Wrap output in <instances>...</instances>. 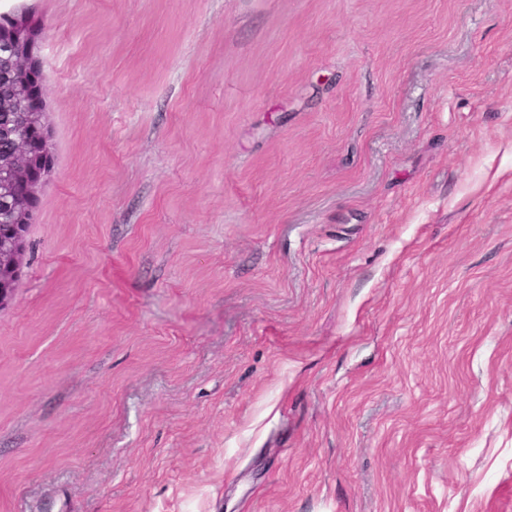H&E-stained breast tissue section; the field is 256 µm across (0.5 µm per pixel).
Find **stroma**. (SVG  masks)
I'll return each mask as SVG.
<instances>
[{"instance_id":"obj_1","label":"stroma","mask_w":512,"mask_h":512,"mask_svg":"<svg viewBox=\"0 0 512 512\" xmlns=\"http://www.w3.org/2000/svg\"><path fill=\"white\" fill-rule=\"evenodd\" d=\"M20 10L0 512H512V0ZM15 14L9 24L0 29L1 51L6 54L0 72L3 83V90L0 85V126L13 121L8 113L1 112H20L23 128L32 125L39 128L46 145H49L51 133L45 122L44 99H41L37 108L32 107L33 78L35 74L43 78L37 59L41 32L31 24V15L26 12ZM2 135L8 138L13 135L14 148L2 153L11 147V141L0 138V196H7L16 203L6 217L12 232L5 235L0 231V311L13 301L25 266L26 230L33 216L30 203L38 198L53 168L50 152L37 157L24 133L2 127ZM37 164L41 166L42 173L32 178L31 171Z\"/></svg>"}]
</instances>
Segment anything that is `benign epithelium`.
<instances>
[{"instance_id": "obj_1", "label": "benign epithelium", "mask_w": 512, "mask_h": 512, "mask_svg": "<svg viewBox=\"0 0 512 512\" xmlns=\"http://www.w3.org/2000/svg\"><path fill=\"white\" fill-rule=\"evenodd\" d=\"M26 12L14 15L6 28L0 29V51L6 54L0 67V112H19L23 127L39 128L45 143L51 133L45 122V104L32 107V81L42 74L37 54L40 31L31 24ZM0 134L13 138L14 148L0 153V196L15 200L6 217L12 228L8 235L0 231V310L13 301L26 259V230L33 212L30 203L36 200L49 178L53 164L50 153L37 157L32 153L28 136L9 127Z\"/></svg>"}]
</instances>
